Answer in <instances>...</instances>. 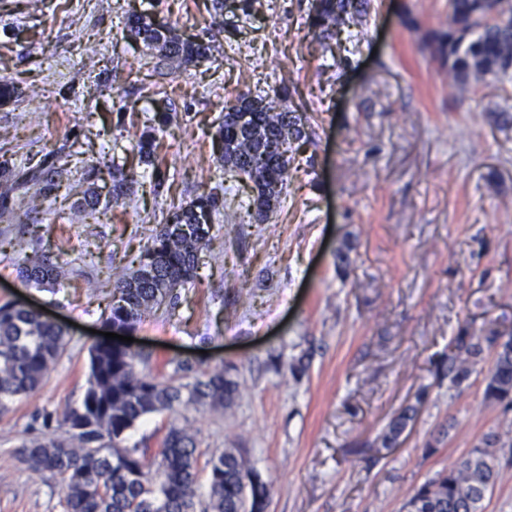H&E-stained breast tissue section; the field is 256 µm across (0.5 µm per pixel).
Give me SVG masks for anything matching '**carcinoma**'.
<instances>
[{"instance_id": "cac0c4a2", "label": "carcinoma", "mask_w": 512, "mask_h": 512, "mask_svg": "<svg viewBox=\"0 0 512 512\" xmlns=\"http://www.w3.org/2000/svg\"><path fill=\"white\" fill-rule=\"evenodd\" d=\"M371 0H313L310 24L327 37L362 26ZM128 34L152 54L192 63L208 56L210 46L180 38L139 15L127 19ZM432 53L448 65L458 83H479L486 76L504 78L512 70V0H448V27L434 34ZM254 118L235 133V114ZM305 136L302 118L290 108L276 109L264 97L241 95L224 104V124L216 140L225 142L218 160L243 181L252 183L244 209L264 222L288 181V148ZM287 149L262 159L272 144ZM59 158L50 153L38 164L0 163V209H42L56 201L61 175ZM218 196L202 193L173 212L147 243L138 265L116 280L105 326L132 331L154 309L178 299L177 289L195 279L196 256L210 239ZM22 281L33 288L63 287L60 266L36 256L20 268ZM447 374L460 386L474 372L484 349L494 363L485 379V399L512 407V336L493 333L476 341L466 331L452 341ZM64 328L18 303L0 305V411L6 401L38 388L66 348ZM141 354L127 347L100 342L90 350L87 389L79 408L64 414L68 438L32 439L22 444L21 461L39 474L64 480L66 512H265L270 489L260 474L246 465L239 450L227 448L211 457L209 499L195 495L196 441L184 428L172 426L163 440V460L157 475L145 469L137 448L122 446L124 434L143 417L174 413L202 404L213 410L231 406L240 384L233 368H215L177 383L148 378L135 362ZM415 415L409 407L393 419L382 436L386 448L397 443ZM502 434L490 432L458 465L423 484L409 501L410 512H482L487 494L503 479L496 448Z\"/></svg>"}]
</instances>
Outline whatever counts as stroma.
<instances>
[{"instance_id":"1","label":"stroma","mask_w":512,"mask_h":512,"mask_svg":"<svg viewBox=\"0 0 512 512\" xmlns=\"http://www.w3.org/2000/svg\"><path fill=\"white\" fill-rule=\"evenodd\" d=\"M311 0H8L0 4V161L67 158L53 212L0 211V305L45 308L69 342L43 383L0 413V512H65L62 480L30 470L23 441L62 439L45 424L79 407L89 349L104 330L113 282L137 264L169 213L203 192L222 200L196 278L132 336L140 374L231 366L240 383L221 412L191 406L145 417L124 444L156 471L170 426L196 440L199 500L207 461L227 448L271 485L266 512H408L421 485L448 471L512 409L490 403L485 351L454 387L442 365L460 330L512 335V79L464 89L427 42L448 0H374L349 61L330 68ZM138 14L209 43L179 65L127 38ZM43 96L27 97L29 86ZM290 91L309 143L268 221L238 206L249 184L218 162L224 100ZM155 138L154 163L132 147ZM95 168L100 203L71 207ZM131 177L126 195L112 184ZM237 198H224L225 187ZM62 263L64 286L24 287L21 255ZM308 356L294 378L288 365ZM416 416L394 447L388 424ZM414 415L415 408L408 407L403 413L390 422L382 436V444L384 447L391 448L397 443L399 437L404 432L408 423L413 419Z\"/></svg>"}]
</instances>
